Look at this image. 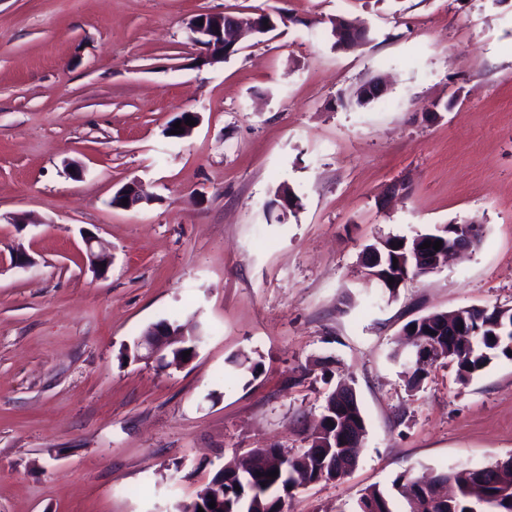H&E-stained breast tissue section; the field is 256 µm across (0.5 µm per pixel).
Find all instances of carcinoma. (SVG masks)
<instances>
[{
  "label": "carcinoma",
  "mask_w": 512,
  "mask_h": 512,
  "mask_svg": "<svg viewBox=\"0 0 512 512\" xmlns=\"http://www.w3.org/2000/svg\"><path fill=\"white\" fill-rule=\"evenodd\" d=\"M468 234L473 244L481 241V231L475 224H456L453 230L437 228L423 238L442 242L448 249L455 230ZM455 318L469 333L468 345L452 341L448 335V314L436 312L410 321L405 330H413L416 340L435 346L434 360H449L456 364L458 379L466 382L487 368L493 361L509 358L512 352V309L470 307L459 310ZM322 418L336 421V427L323 438L324 446L317 454L300 450L290 453L282 448H255L254 458L272 457L273 464L261 471L230 460L224 472L215 475L224 487L223 512H284L288 496L311 483L339 480L358 463L359 447H346L340 435L342 427L366 431L365 417L354 396L341 404L330 393L322 406ZM278 471L275 478L268 476ZM439 484L451 483L457 489L451 505H441L429 493L402 495L376 486L364 490L358 500L357 512H512V459L499 466L478 469L461 468L441 471L434 476Z\"/></svg>",
  "instance_id": "1"
}]
</instances>
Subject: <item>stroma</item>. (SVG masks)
<instances>
[{"label":"stroma","mask_w":512,"mask_h":512,"mask_svg":"<svg viewBox=\"0 0 512 512\" xmlns=\"http://www.w3.org/2000/svg\"><path fill=\"white\" fill-rule=\"evenodd\" d=\"M263 10L291 21L201 62L196 16ZM338 17L368 41L338 49ZM131 182L145 201L112 207ZM465 223L473 251L370 296L366 244ZM473 306L512 308V0H0V512H177L233 457L307 447L341 377L359 463L287 512L512 458V361L414 388L393 357L410 320ZM164 320L203 334L182 367L133 356ZM86 253L92 269L103 275L108 268L106 248L95 236L89 235L85 238Z\"/></svg>","instance_id":"1"}]
</instances>
